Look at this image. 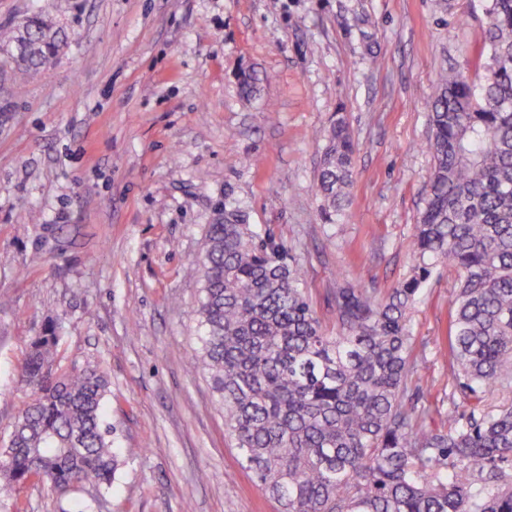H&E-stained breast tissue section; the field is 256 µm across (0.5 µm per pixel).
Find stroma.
I'll use <instances>...</instances> for the list:
<instances>
[{
	"instance_id": "obj_1",
	"label": "stroma",
	"mask_w": 512,
	"mask_h": 512,
	"mask_svg": "<svg viewBox=\"0 0 512 512\" xmlns=\"http://www.w3.org/2000/svg\"><path fill=\"white\" fill-rule=\"evenodd\" d=\"M73 2L53 66L0 94V439L30 399L19 364L54 322L62 366L108 377L121 465L100 498L29 483L0 494V512H277L190 364L207 226L225 201L244 208L299 262L330 330L338 286H397L432 167L436 77L482 79L469 53L485 2ZM252 69L269 80L246 102L238 78ZM339 112L355 183L331 224L317 174ZM455 277L438 266L411 314L408 403L441 429L512 402V388L476 397L448 378L438 340Z\"/></svg>"
}]
</instances>
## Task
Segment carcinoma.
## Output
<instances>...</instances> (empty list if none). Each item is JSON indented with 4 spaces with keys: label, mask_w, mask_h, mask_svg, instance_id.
Returning a JSON list of instances; mask_svg holds the SVG:
<instances>
[{
    "label": "carcinoma",
    "mask_w": 512,
    "mask_h": 512,
    "mask_svg": "<svg viewBox=\"0 0 512 512\" xmlns=\"http://www.w3.org/2000/svg\"><path fill=\"white\" fill-rule=\"evenodd\" d=\"M483 83L442 71L431 103L433 170L410 244L413 273L383 297L338 288L336 332L314 310L298 263L238 206L208 225L200 260L199 354L241 465L280 512H512V404L433 429L406 407L409 311L433 269L448 300L452 363L472 394L512 385V0H487ZM0 25V65L46 71L67 42L44 12ZM248 73L240 95L255 96ZM318 175L332 222L350 202L356 145L336 114ZM50 327L21 367L30 401L0 442V490L30 481L105 491L120 460L97 364L59 368Z\"/></svg>",
    "instance_id": "obj_1"
}]
</instances>
